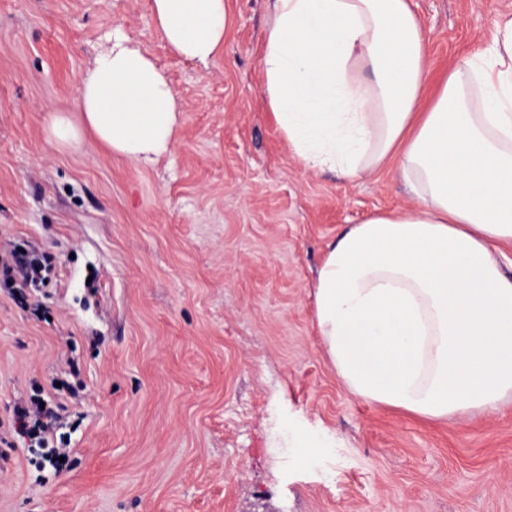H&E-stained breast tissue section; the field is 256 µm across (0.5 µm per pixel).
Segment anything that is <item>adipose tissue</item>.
<instances>
[{"label": "adipose tissue", "mask_w": 512, "mask_h": 512, "mask_svg": "<svg viewBox=\"0 0 512 512\" xmlns=\"http://www.w3.org/2000/svg\"><path fill=\"white\" fill-rule=\"evenodd\" d=\"M261 59L277 128L308 169L353 178L399 157L418 199L342 231L318 267L314 314L337 376L355 396L439 420L512 401V18L484 52L449 72L419 111L427 50L409 0H273ZM177 55L210 62L225 0H153ZM81 122L48 139L93 136L151 164L179 112L163 71L119 27L84 72Z\"/></svg>", "instance_id": "obj_1"}]
</instances>
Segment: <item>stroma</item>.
Returning <instances> with one entry per match:
<instances>
[{
    "mask_svg": "<svg viewBox=\"0 0 512 512\" xmlns=\"http://www.w3.org/2000/svg\"><path fill=\"white\" fill-rule=\"evenodd\" d=\"M208 65L172 53L151 0H0V254L49 255L36 302L0 288V512H512V404L428 420L365 402L317 333L313 284L349 225L416 199L398 159L304 168L263 93L271 0H226ZM442 78L512 0H409ZM122 25L179 107L143 166L47 141ZM65 404L68 459L36 471L13 409ZM320 450L295 458L294 434Z\"/></svg>",
    "mask_w": 512,
    "mask_h": 512,
    "instance_id": "stroma-1",
    "label": "stroma"
}]
</instances>
